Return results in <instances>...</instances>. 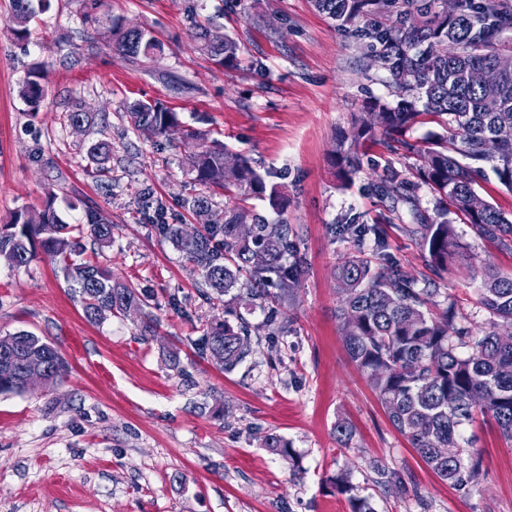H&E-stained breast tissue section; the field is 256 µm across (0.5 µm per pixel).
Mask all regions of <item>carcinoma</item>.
Wrapping results in <instances>:
<instances>
[{"label": "carcinoma", "instance_id": "obj_1", "mask_svg": "<svg viewBox=\"0 0 512 512\" xmlns=\"http://www.w3.org/2000/svg\"><path fill=\"white\" fill-rule=\"evenodd\" d=\"M50 0H11L10 30L16 39H28L36 11L49 8ZM314 8L352 32L366 50L371 66L385 72L401 96L392 106L380 98L365 102L366 117L355 124L332 151L340 177L350 181L360 172L359 147L380 134L391 152L404 151L415 160L403 171L392 170L374 184L375 191L408 205L411 223L403 231L428 254L431 271L440 277L448 260L461 248L453 214L469 224L482 240L512 251V216L501 211L481 192L485 177L482 163H492L499 183L512 191V72L500 71L497 55L509 49L505 33L512 31V4L508 0H466L448 13L447 0H312ZM122 55L136 60L154 59L162 44L140 26L122 20L84 13ZM209 32L199 29L195 38L218 65L236 63L240 46L230 37L211 43ZM484 73L479 84L465 81L466 72ZM40 73H30L21 96L36 107L44 97ZM127 115L134 129L163 136L180 126L178 113L159 102L133 103ZM95 114L79 101L66 112L69 125L86 127ZM445 133L433 132L412 143L408 132L424 119ZM200 150L189 155L196 180L208 189L230 193L242 204L213 209L208 196L182 200V207L207 222L193 235L179 224L166 223L158 205L152 216L160 235L169 239L203 278L214 299L224 302V319L207 324L203 345L224 369L230 371L252 352L250 336L256 328L238 312L255 300L267 303L262 330L269 336L286 332L278 302L298 286L301 264L291 225L282 219L288 207L286 192L266 182L240 153L224 144H206L205 134L189 130ZM102 166L112 159L111 143L100 140L86 151ZM425 185L435 194L433 214L422 210L416 189ZM268 201L279 216L269 221L243 205L249 199ZM56 194L48 192L39 209L23 207L0 225V260L15 269L39 257L61 264L85 318L99 323L125 315L131 309L143 314L144 335L156 334L159 321L150 311L151 295L113 277L112 269L81 258L76 235L89 233L104 246L112 241L113 225L100 212L86 213V225L68 224L55 207ZM388 216L373 224L348 218L329 227L330 234L359 242L371 237L380 267L372 269L362 252L347 256L336 268L339 305L336 309L345 348L358 369L367 375L393 426L421 460L443 481L458 490L476 483L481 475L480 451L475 441L462 437V428L478 409L495 421L501 435L512 441V275L487 265L481 272L479 302L491 315L487 327L474 332L457 322L453 307L435 317L436 289L418 287L387 252L384 225ZM273 285L276 293L269 292ZM39 371L54 384L67 372V364L48 341L26 331L0 335V393L26 390L24 373ZM261 444L283 460H293L289 443L267 433ZM373 483L384 491L402 484L381 463H374ZM336 492L348 496L351 512H375L370 498L353 494L348 473L333 481Z\"/></svg>", "mask_w": 512, "mask_h": 512}]
</instances>
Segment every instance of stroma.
Wrapping results in <instances>:
<instances>
[{"label": "stroma", "instance_id": "stroma-1", "mask_svg": "<svg viewBox=\"0 0 512 512\" xmlns=\"http://www.w3.org/2000/svg\"><path fill=\"white\" fill-rule=\"evenodd\" d=\"M91 5L149 30L163 54L133 62L89 40L82 14ZM10 14L11 0H0V224L39 205L49 188L68 223L101 212L112 241L90 260L150 293L160 328L142 335L135 312L90 323L59 265L40 258L18 270L0 261V331H30L69 365L54 386L0 394V512H350L329 482L343 467L376 512H512V443L494 422L467 425L483 477L455 490L392 428L344 348L334 267L358 248L373 257L374 246L333 239L329 227L349 215L371 223L386 214L391 202L371 184L406 165L367 142L354 180L344 185L335 174L330 152L368 97L398 101L349 33L311 0H238L233 9L224 0H51L25 41L8 31ZM198 26L238 39L239 64H213L194 36ZM35 64L45 71L46 97L34 112L19 90ZM74 99L96 114L95 125L76 132L67 124ZM136 100L174 109L184 128L243 153L288 190L303 263L280 307L289 330L252 337L251 356L233 370L201 344L223 306L207 300L198 274L146 214L159 203L168 223L196 228L180 203L204 192L187 164L199 144L182 130L136 131L125 118ZM101 138L112 143L102 172L86 157ZM455 229L462 250L439 278L427 253L392 224L388 251L419 287L436 288L440 306L455 303L465 325L484 326L478 273L491 264L512 274V252L471 225ZM341 420L354 430L347 446L336 439ZM268 432L291 444L295 463L262 448ZM377 460L415 490L376 487Z\"/></svg>", "mask_w": 512, "mask_h": 512}]
</instances>
